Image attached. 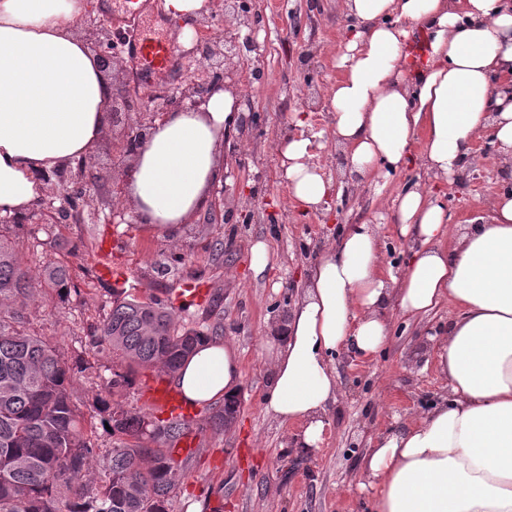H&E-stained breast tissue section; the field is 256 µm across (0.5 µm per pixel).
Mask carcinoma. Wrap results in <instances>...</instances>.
Instances as JSON below:
<instances>
[{
  "label": "carcinoma",
  "instance_id": "1",
  "mask_svg": "<svg viewBox=\"0 0 512 512\" xmlns=\"http://www.w3.org/2000/svg\"><path fill=\"white\" fill-rule=\"evenodd\" d=\"M70 283V269L61 263H48L39 277L31 276L13 241L0 233V512H169L179 479L171 449L190 435L191 424L111 413L105 422L117 445L99 456L69 399L70 366L27 331L25 307L33 290L51 288L66 305ZM203 338L196 329H177L160 299L114 288L112 305L90 341L107 345L127 363V371L113 373L107 384L114 390L129 385L140 368L175 374ZM236 414L234 401L227 402L212 416V429L226 430ZM146 435L155 447L140 444ZM97 460L101 484L89 495L75 490L59 506L61 486L80 480Z\"/></svg>",
  "mask_w": 512,
  "mask_h": 512
}]
</instances>
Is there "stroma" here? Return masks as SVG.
Returning <instances> with one entry per match:
<instances>
[{"label": "stroma", "mask_w": 512, "mask_h": 512, "mask_svg": "<svg viewBox=\"0 0 512 512\" xmlns=\"http://www.w3.org/2000/svg\"><path fill=\"white\" fill-rule=\"evenodd\" d=\"M345 0H257L249 64L239 66V85L252 107L246 124L224 160L230 163L226 187L230 213L219 224L200 212L174 236L148 229L121 206L123 176L130 165L123 140L129 120L113 113L110 128L87 174L102 176L105 188L81 209L80 222L39 223L16 237L15 248L31 273L49 262L69 266L77 290L60 304L47 288L36 289L25 310L31 333L56 347L71 368L73 406L92 416L98 395L111 409L144 412L141 389L155 377L139 371L130 386L106 392L105 380L121 370L111 350L90 344L92 327L112 301V290L96 274L91 256L102 237H112V262L134 270L131 288L140 297H163L195 279L208 290L206 303L176 312L179 328H195L231 341L242 355L240 407L233 426L214 433L211 416L220 402L196 407L192 427L199 439L192 456L181 460L170 512H370V493L358 485L359 463L372 437L402 422L406 414L427 411L446 393L427 368L423 336L448 319L441 310L423 325L394 319L389 340L372 360L339 353L340 394L320 450L297 453L290 447L293 426L268 415L273 353L282 327L301 299L307 271L325 245L350 224L390 213L399 187L426 180L420 165L390 175L352 174L345 153L332 138L325 98L339 74L336 54L351 21ZM263 80H254L252 66ZM304 120L318 145L317 161L338 186L320 213H300L285 186L278 145ZM477 178L436 185L452 223L477 215L490 186L512 187L502 173L490 138ZM268 246L261 277L251 270V245Z\"/></svg>", "instance_id": "1"}]
</instances>
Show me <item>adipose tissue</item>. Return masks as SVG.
Returning <instances> with one entry per match:
<instances>
[{"label": "adipose tissue", "instance_id": "obj_1", "mask_svg": "<svg viewBox=\"0 0 512 512\" xmlns=\"http://www.w3.org/2000/svg\"><path fill=\"white\" fill-rule=\"evenodd\" d=\"M88 0H0V216L38 209L45 173L91 157L109 126L112 77L81 34ZM354 29L326 97L332 135L360 172L419 160L434 181L478 169L490 135L512 170V0H346ZM427 55L407 50L414 30ZM241 93L214 91L201 112L156 120L132 156L123 203L168 235L208 203L222 175L224 138L241 120ZM420 156H413L415 142ZM299 210L322 211L335 191L300 132L278 146ZM415 247L401 270L386 263L381 225H351L312 264L284 326L265 411L297 425L291 446L319 448L340 392L333 357L379 352L391 318L453 312L431 334L446 385L431 410L407 415L363 456L372 512H512V191L492 190L464 227L414 182L390 214ZM238 348L207 338L173 382L192 405L235 395Z\"/></svg>", "mask_w": 512, "mask_h": 512}]
</instances>
